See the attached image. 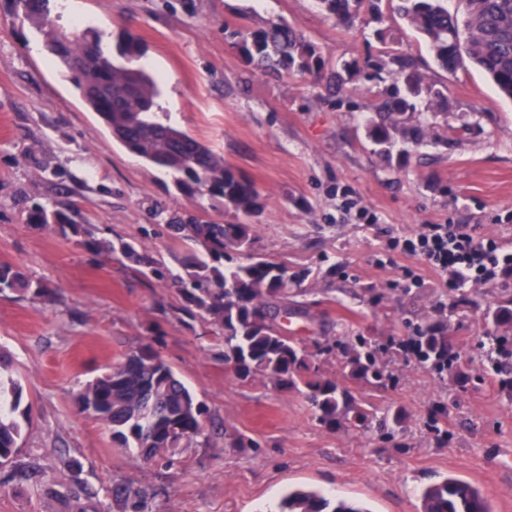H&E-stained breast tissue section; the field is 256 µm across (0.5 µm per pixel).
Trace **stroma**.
I'll return each mask as SVG.
<instances>
[{
	"label": "stroma",
	"mask_w": 512,
	"mask_h": 512,
	"mask_svg": "<svg viewBox=\"0 0 512 512\" xmlns=\"http://www.w3.org/2000/svg\"><path fill=\"white\" fill-rule=\"evenodd\" d=\"M380 9L381 19L367 14L344 27L317 0L50 2L58 29L88 20L107 49L121 32L134 33L142 64L161 79L157 120L205 141L255 183V251L310 271L299 299L315 318L288 327L309 343L346 332L403 339L448 308L456 292L420 258L390 246L422 225H476L512 245V101L481 71L429 67L455 105L449 125L468 132L456 146L412 151L399 168L365 136L374 102L367 86L330 96L301 76L252 70L224 34L228 25L281 18L342 62L376 53L377 30L390 28L399 51L428 58L389 0ZM61 200L96 237L138 241L174 271L186 248L169 233L172 218L239 220L218 200L185 195L171 175L113 141L60 73L42 32L14 0H0V262L51 290L47 298L0 294V347L31 407L12 464L0 467V512H120L111 493L118 482L144 490L151 512H274L292 486L368 512H421L420 487L448 475L480 487L493 512H512V399L491 369L479 311L450 318L449 334L475 376L467 393L401 359L395 386L366 398L403 408L405 430L391 438L332 432L305 395L260 378L240 382L216 357L205 325L161 318L159 306L179 302L173 282L146 281L121 257L26 223L32 203ZM157 332L162 357L206 406L210 438L146 462L113 447L75 396ZM439 404L447 408L438 416L445 441L425 427ZM240 434L254 448L234 447ZM16 466L31 480H11Z\"/></svg>",
	"instance_id": "1"
}]
</instances>
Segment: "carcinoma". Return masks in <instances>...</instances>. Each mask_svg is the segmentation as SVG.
<instances>
[{"label": "carcinoma", "instance_id": "obj_1", "mask_svg": "<svg viewBox=\"0 0 512 512\" xmlns=\"http://www.w3.org/2000/svg\"><path fill=\"white\" fill-rule=\"evenodd\" d=\"M28 20L45 34V47L71 75L85 105L95 112L122 147L145 163L173 176L187 194L219 199L224 209L251 216L262 206L255 184L224 161L206 143L185 131L157 121L153 112L160 96L159 79L134 61L144 54L139 39L125 32L114 55L103 48L91 28L64 33L49 22L47 0H17ZM378 0H318L337 24L347 26L361 13L376 10ZM395 11L424 40L434 63L454 73L467 64L480 68L497 89L512 99V0H464L463 13L448 11L447 0H397ZM241 56L267 73L292 71L308 75L329 94L361 80L373 83L382 73L392 83L374 91L373 112L364 119L366 138L387 160L408 162L405 146L448 144L435 125L421 119L420 103L435 115L453 111L448 95L428 81L425 66L393 48L395 36L380 32L377 55L330 64L319 46L306 40L287 21L270 19L248 28H224ZM27 222L51 226L76 237L89 249L118 254L146 279H173L181 297L177 315L211 327V340L221 349L224 365L242 381L258 377L282 390L305 389L316 420L326 429L353 428L363 434L393 435L404 428L401 408L382 411L340 385L323 370L336 362L347 380L371 390L394 385L389 363L397 355L413 357L432 373L451 376L456 393L469 390L474 376L463 349L448 335L449 314L478 304L460 294L449 313L413 327L411 348L390 342L376 344L365 336H333L309 347L287 334L280 319L310 317L306 304L296 300L295 286L310 271L293 269L254 253L252 224H171L178 238L194 251L175 276L164 263L140 245L118 238L98 239L75 219L68 202L52 207L40 203L27 210ZM50 289L33 283L9 263H0V294ZM485 335L493 342L492 369L502 389L512 396V289H501L481 310ZM22 387L0 376V464L17 453L22 426ZM80 411L97 420L112 436V444L144 461L171 457L180 449L207 439L208 410L196 400L163 359L154 342L142 343L113 364L102 376L78 391ZM112 498L122 512H147L146 494L129 485H112ZM422 512H492L482 492L448 476L425 486ZM277 512H369L338 500L330 504L321 492L295 489L278 504Z\"/></svg>", "mask_w": 512, "mask_h": 512}]
</instances>
